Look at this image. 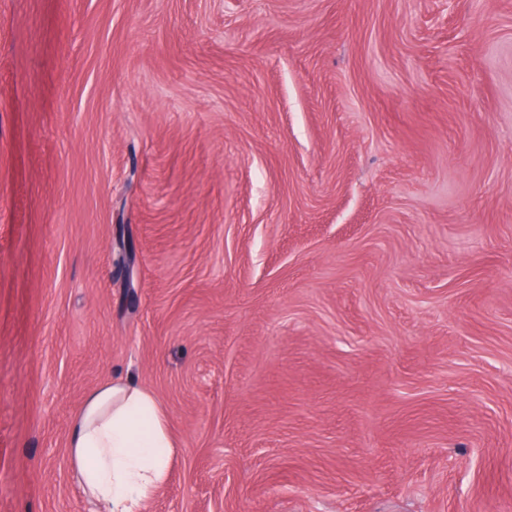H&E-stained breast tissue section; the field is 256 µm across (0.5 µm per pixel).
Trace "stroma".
<instances>
[{
    "mask_svg": "<svg viewBox=\"0 0 512 512\" xmlns=\"http://www.w3.org/2000/svg\"><path fill=\"white\" fill-rule=\"evenodd\" d=\"M115 376L143 512H512V0H0V512Z\"/></svg>",
    "mask_w": 512,
    "mask_h": 512,
    "instance_id": "35a3bbf8",
    "label": "stroma"
}]
</instances>
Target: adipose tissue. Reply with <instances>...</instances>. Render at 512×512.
<instances>
[{
  "label": "adipose tissue",
  "mask_w": 512,
  "mask_h": 512,
  "mask_svg": "<svg viewBox=\"0 0 512 512\" xmlns=\"http://www.w3.org/2000/svg\"><path fill=\"white\" fill-rule=\"evenodd\" d=\"M67 445L71 475L99 512H142L175 448L160 401L123 377L89 393Z\"/></svg>",
  "instance_id": "adipose-tissue-1"
}]
</instances>
